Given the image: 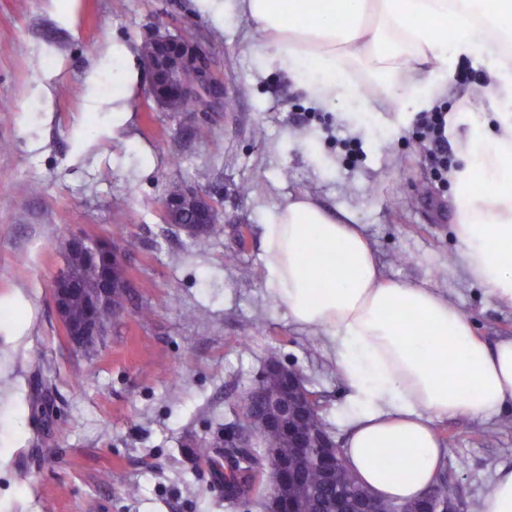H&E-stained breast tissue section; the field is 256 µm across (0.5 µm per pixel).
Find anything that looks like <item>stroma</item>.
Listing matches in <instances>:
<instances>
[{
  "mask_svg": "<svg viewBox=\"0 0 512 512\" xmlns=\"http://www.w3.org/2000/svg\"><path fill=\"white\" fill-rule=\"evenodd\" d=\"M158 33L204 42L224 98L174 115L153 103L144 70L129 120L114 125L112 46L137 57ZM393 118L359 99L317 107L294 72L265 66L230 0H0V512H265L263 488L226 501L215 464L272 346L341 438L347 390L325 342L308 346L312 329L265 282L262 226L288 196L355 211L387 279L434 288L488 343L512 336V307L461 264L449 183ZM349 133L365 152L355 164ZM180 184L224 216L206 251L164 218ZM74 234L122 237L132 281L111 329L85 349L68 341L51 299ZM434 427L451 440L441 468L450 497L479 512L496 471L512 468V411ZM198 444L213 462L194 458Z\"/></svg>",
  "mask_w": 512,
  "mask_h": 512,
  "instance_id": "obj_1",
  "label": "stroma"
}]
</instances>
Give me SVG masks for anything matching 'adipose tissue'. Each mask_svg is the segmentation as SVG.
Wrapping results in <instances>:
<instances>
[{"label": "adipose tissue", "instance_id": "obj_1", "mask_svg": "<svg viewBox=\"0 0 512 512\" xmlns=\"http://www.w3.org/2000/svg\"><path fill=\"white\" fill-rule=\"evenodd\" d=\"M268 65L328 109L378 103L399 126L451 94L467 60L488 81L464 127L452 231L475 282L512 306V0H233ZM488 119L478 118V111ZM266 283L297 325L322 329L349 393L344 456L376 496L416 499L444 450L435 421L512 408V338L489 346L433 289L386 280L356 215L289 196L264 226Z\"/></svg>", "mask_w": 512, "mask_h": 512}]
</instances>
